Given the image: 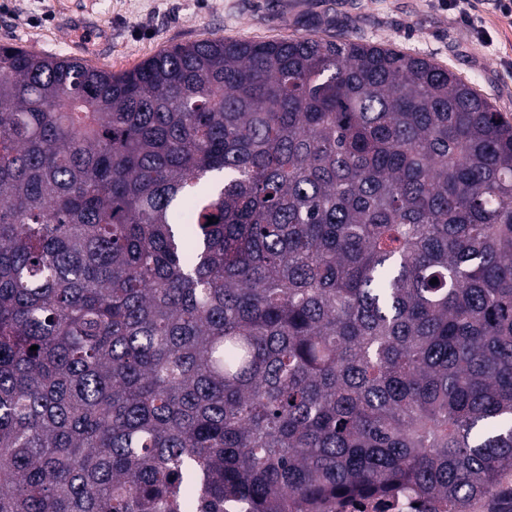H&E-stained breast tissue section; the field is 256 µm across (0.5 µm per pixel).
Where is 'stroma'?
Instances as JSON below:
<instances>
[{
    "mask_svg": "<svg viewBox=\"0 0 512 512\" xmlns=\"http://www.w3.org/2000/svg\"><path fill=\"white\" fill-rule=\"evenodd\" d=\"M475 5L483 45L437 0H0V45L122 72L174 44L342 32L452 67L512 118V23Z\"/></svg>",
    "mask_w": 512,
    "mask_h": 512,
    "instance_id": "35a3bbf8",
    "label": "stroma"
}]
</instances>
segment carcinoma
<instances>
[{
	"label": "carcinoma",
	"instance_id": "cac0c4a2",
	"mask_svg": "<svg viewBox=\"0 0 512 512\" xmlns=\"http://www.w3.org/2000/svg\"><path fill=\"white\" fill-rule=\"evenodd\" d=\"M511 474L512 122L470 83L315 34L0 45V512H469Z\"/></svg>",
	"mask_w": 512,
	"mask_h": 512
}]
</instances>
